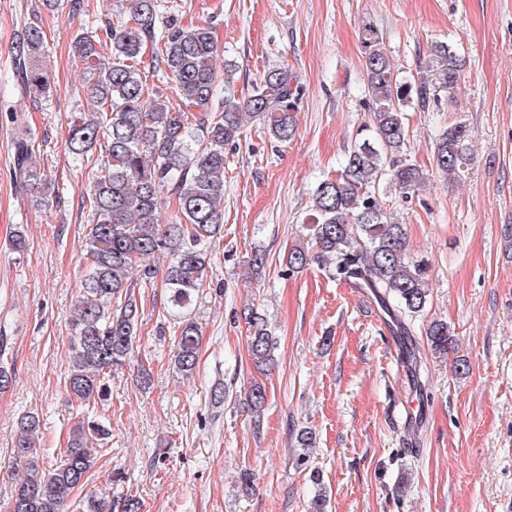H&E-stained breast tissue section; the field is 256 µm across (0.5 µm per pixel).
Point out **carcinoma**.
Returning a JSON list of instances; mask_svg holds the SVG:
<instances>
[{
  "mask_svg": "<svg viewBox=\"0 0 512 512\" xmlns=\"http://www.w3.org/2000/svg\"><path fill=\"white\" fill-rule=\"evenodd\" d=\"M131 25L121 24L107 33V40L80 34L73 41V55L86 74L78 89L88 113L69 126L67 149L75 160L90 159L97 148L105 153L92 184L93 223L86 237L89 269L83 293L72 319L71 356L66 385L82 404L95 403L107 394L112 372L130 362L140 319L134 295L137 283L145 285L156 271L145 260L155 255L170 258L162 287L172 308L184 310L206 284L211 268L207 240L221 233L224 224V146L238 140L242 112L268 122L271 134L286 142L295 135L294 112L298 84L286 68L268 70L253 85L244 104L237 103L233 81L215 65L217 39L214 28L204 25L173 27L156 36L157 0H120ZM45 42L42 26L31 22L17 45L24 89L32 101L53 92L49 69L39 60ZM383 31L364 27L363 68L371 100L365 135L345 155L342 169L321 180L312 190L310 213L302 242L286 258L291 272L312 263L342 283L367 291L387 315L395 336L409 335L405 319L426 307L430 291L422 263L407 257L406 228L386 210L379 184L391 185L407 195L418 190L426 173L407 159L405 111L426 109L433 101L435 80L448 91L457 88L462 61L456 48L436 43L429 50V65L403 80L395 73L384 51ZM152 48L159 69L175 81L183 106L149 92L139 58ZM224 89L222 111L210 112L219 89ZM26 140L14 146L15 176L30 191L32 202H48L51 182L32 161ZM435 169L460 177L473 160L469 129L456 122L435 139ZM175 201L177 213L167 224L160 220L162 194ZM248 353L260 371L275 365L277 342L267 320L250 310ZM430 350L444 355L456 340L448 323L433 320L426 330ZM200 336L196 324H183L175 356L186 375L196 369ZM267 400L265 387L255 382L245 401L260 426ZM38 417L20 423L13 460L25 469L6 512H67L72 492L84 485L98 460L95 442L112 435L111 424L92 419L70 432L64 455L50 469H41L34 443ZM303 465L315 444L309 430L298 434ZM318 490L309 512H326L327 488L315 478ZM132 493L115 497L104 491L89 497L81 512H141Z\"/></svg>",
  "mask_w": 512,
  "mask_h": 512,
  "instance_id": "1",
  "label": "carcinoma"
}]
</instances>
